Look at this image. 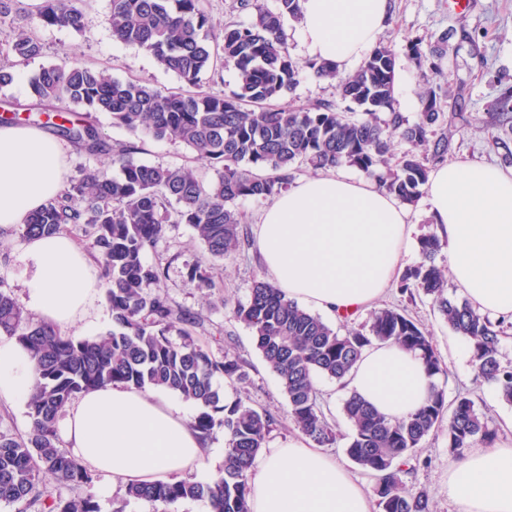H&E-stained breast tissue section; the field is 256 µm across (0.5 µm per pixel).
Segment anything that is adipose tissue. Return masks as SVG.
I'll return each mask as SVG.
<instances>
[{"label": "adipose tissue", "instance_id": "1", "mask_svg": "<svg viewBox=\"0 0 512 512\" xmlns=\"http://www.w3.org/2000/svg\"><path fill=\"white\" fill-rule=\"evenodd\" d=\"M298 37L310 58L341 72L382 35L389 0H299ZM66 147L28 125H0V228L20 223L59 193ZM428 215L447 244L451 276L478 313L512 322V171L458 161L434 168ZM414 242L409 213L375 184L342 173L304 178L276 195L256 230L268 276L288 297L332 316L373 309ZM22 303L44 322L90 335L105 283L67 236L29 239ZM29 351L0 336V402L27 403L35 384ZM348 389L386 417L406 418L433 383L419 357L397 344L366 347ZM74 456L113 483L186 477L210 448L186 405L112 384L66 407ZM251 512H371L349 471L305 438L261 452L248 476ZM448 500L460 512H512V443L468 449L448 470Z\"/></svg>", "mask_w": 512, "mask_h": 512}]
</instances>
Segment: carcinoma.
<instances>
[{"mask_svg":"<svg viewBox=\"0 0 512 512\" xmlns=\"http://www.w3.org/2000/svg\"><path fill=\"white\" fill-rule=\"evenodd\" d=\"M84 0H42V26L84 30ZM238 0L252 15L247 24H221L203 0H112V36L151 54L185 86L165 92L140 81L121 80L106 70L66 59L42 68L29 80L28 103L9 102L0 111L47 116L44 126L80 151L112 157L115 174L89 171L39 210L25 215L17 231L25 238L81 231L96 259L105 288L112 329L95 338L63 336L53 325L34 324L27 311L0 289V336L16 338L31 352L38 373L27 402L25 436L0 433V504L18 512H100L90 498L53 497L42 487L44 474L59 487L92 484L95 474L59 447L57 422L79 394L112 383L144 391L164 389L194 402L192 420L204 436L224 433L223 469L207 481L192 479L131 485L130 499L148 500L156 512H171L183 501H204L211 512H251L248 472L278 422L271 411L253 406L244 391L247 364L236 354L215 357L197 343L202 316L176 304L164 289L169 265H148L145 253L163 237L165 225L189 224L209 254L224 260L249 244L239 199L264 200L293 182L297 165L358 168L406 204L423 195L430 169L454 151L448 129L466 121L462 112H443L447 92L433 82L450 33L425 48L406 40L408 55L424 86L414 121L394 108L396 60L379 42L353 73L315 59L297 62L288 50L282 21L299 14V0ZM42 52L36 37L21 32L5 50L25 60ZM231 65L238 88L229 95L203 89L207 75ZM336 83L337 101L310 107H278L305 76ZM112 118L134 140L112 145L98 130L97 115ZM499 163L512 166V87L494 103L485 127ZM170 140L205 160L216 178L208 184L190 167L150 165L136 157V140ZM409 145L393 158L394 140ZM420 261L399 281L403 293L431 301L448 327L469 345L477 377L495 384L512 404V366L499 359L507 326L477 313L448 291L438 264L444 245L434 232L418 242ZM187 283L215 287L213 276L195 263L185 266ZM233 319L251 330L255 348L277 376L295 428L319 447L336 443L335 424L320 401L316 377L338 387L364 348L393 342L418 354L430 377L447 374L429 333L406 311L381 308L361 329L337 331L289 298L269 277L253 281L245 304L224 302ZM222 376L235 393L232 402L214 379ZM351 426L349 459L374 480L378 512H432L426 491L407 484L408 461L448 418V449L457 458L469 448L489 447L496 430L468 393L447 403L445 390L431 387L426 403L403 420H390L355 395L343 400Z\"/></svg>","mask_w":512,"mask_h":512,"instance_id":"cac0c4a2","label":"carcinoma"}]
</instances>
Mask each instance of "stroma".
Masks as SVG:
<instances>
[{
	"label": "stroma",
	"instance_id": "1",
	"mask_svg": "<svg viewBox=\"0 0 512 512\" xmlns=\"http://www.w3.org/2000/svg\"><path fill=\"white\" fill-rule=\"evenodd\" d=\"M41 3L42 0H11L10 11L0 15V65L14 75L11 85L0 88V99L26 101L29 78L41 68L59 63L65 56L93 68L110 70L120 79H134L161 90L179 88L177 76L165 70L151 54L113 38L109 26L111 0H85V28L80 34L37 25L35 15ZM22 31L31 32L41 42L43 50L40 56L18 65L13 57L4 56L2 50ZM446 31L451 37L436 80L462 103L470 117L469 124L458 127L454 133L452 158L496 163L484 126L501 89L512 85V0H472L471 9L462 15L449 13L448 0H391L384 35L396 58L395 99L405 102L404 113L409 118H416L419 110L416 99L420 78L405 49V40L418 38L427 46ZM138 147V157L144 163L171 167L188 164L203 181L214 177L208 165L170 141L147 138L139 141ZM25 244V238L15 228L0 229V289L17 300L24 290ZM144 260L150 265L169 262L164 286L174 301L204 318L206 331L200 340L213 354L220 356L229 349L247 360L249 397L254 404L279 416L268 447L281 446L297 438L298 433L288 417V402L276 375L266 367L255 349L247 327L231 318L223 306L227 298L240 303L248 300L252 282L262 271L256 246H249L236 259L216 262L210 259L191 225L170 224L165 228L163 239L145 254ZM196 262L213 274L216 289L202 292L185 284V267ZM381 303L408 308L430 333L447 366L448 374L441 383L448 399H455L461 390H472L490 426L496 428L498 440L512 441V432L503 427L505 418L512 416V405L499 399L494 386L476 382L471 357L460 350L462 338L434 314L429 300L422 296L409 298L393 285L387 289ZM318 387L336 420L338 433L335 445L327 448V455L348 467L365 490H372L373 478L351 463L345 451L351 427L341 411L344 391L334 381L323 377L319 378ZM453 461L445 431L440 428L426 440L417 461L412 464L407 481L428 492L433 512H457L456 505L449 503L447 492L448 468ZM43 482L49 492L59 491L67 498L93 497L101 512H155L153 503L126 499L122 486L100 475L91 485L64 491L57 489L51 476H44Z\"/></svg>",
	"mask_w": 512,
	"mask_h": 512
}]
</instances>
